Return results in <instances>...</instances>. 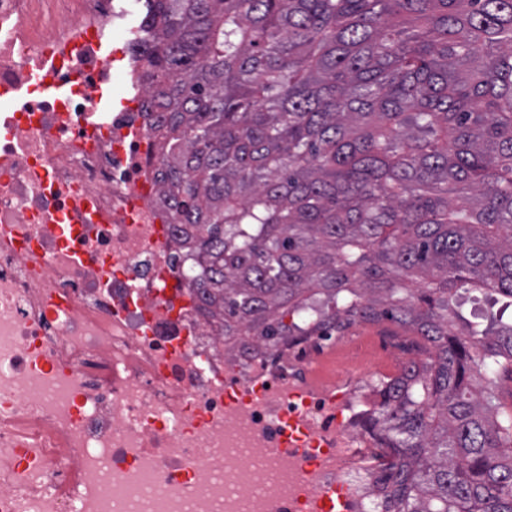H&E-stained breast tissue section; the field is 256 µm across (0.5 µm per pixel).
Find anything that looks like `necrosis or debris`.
<instances>
[{"mask_svg":"<svg viewBox=\"0 0 512 512\" xmlns=\"http://www.w3.org/2000/svg\"><path fill=\"white\" fill-rule=\"evenodd\" d=\"M129 0H0V512H382L376 326L243 348L175 258Z\"/></svg>","mask_w":512,"mask_h":512,"instance_id":"necrosis-or-debris-1","label":"necrosis or debris"}]
</instances>
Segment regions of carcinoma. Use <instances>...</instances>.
Returning <instances> with one entry per match:
<instances>
[{
    "instance_id": "obj_1",
    "label": "carcinoma",
    "mask_w": 512,
    "mask_h": 512,
    "mask_svg": "<svg viewBox=\"0 0 512 512\" xmlns=\"http://www.w3.org/2000/svg\"><path fill=\"white\" fill-rule=\"evenodd\" d=\"M145 28L208 317L411 328L370 418L384 512H512V0H151Z\"/></svg>"
}]
</instances>
